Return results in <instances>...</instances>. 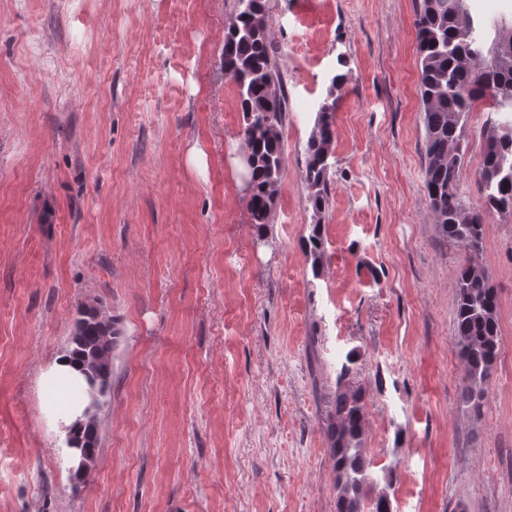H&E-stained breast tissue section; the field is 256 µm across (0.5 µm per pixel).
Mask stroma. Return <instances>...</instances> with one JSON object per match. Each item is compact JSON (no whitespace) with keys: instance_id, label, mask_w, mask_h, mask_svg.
I'll return each instance as SVG.
<instances>
[{"instance_id":"obj_1","label":"stroma","mask_w":512,"mask_h":512,"mask_svg":"<svg viewBox=\"0 0 512 512\" xmlns=\"http://www.w3.org/2000/svg\"><path fill=\"white\" fill-rule=\"evenodd\" d=\"M417 4L268 0L288 106L258 245L224 73L236 0H0V512H336L326 413L352 349L363 512L382 495L393 512H512V216L486 215L477 257L500 336L476 419L454 326L465 253L426 201ZM340 70L317 218L300 173ZM488 107L464 129L471 209ZM87 304L121 340L77 492L38 380ZM325 238L323 236V224L317 221L312 224L311 233L305 243V255L311 260L313 269H317L325 255Z\"/></svg>"}]
</instances>
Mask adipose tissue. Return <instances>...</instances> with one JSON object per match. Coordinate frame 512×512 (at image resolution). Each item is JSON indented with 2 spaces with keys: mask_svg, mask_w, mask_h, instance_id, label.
Listing matches in <instances>:
<instances>
[{
  "mask_svg": "<svg viewBox=\"0 0 512 512\" xmlns=\"http://www.w3.org/2000/svg\"><path fill=\"white\" fill-rule=\"evenodd\" d=\"M39 388L42 395L53 402L49 419L54 428L62 431L85 421L88 383L69 355L56 357L41 373Z\"/></svg>",
  "mask_w": 512,
  "mask_h": 512,
  "instance_id": "obj_1",
  "label": "adipose tissue"
}]
</instances>
